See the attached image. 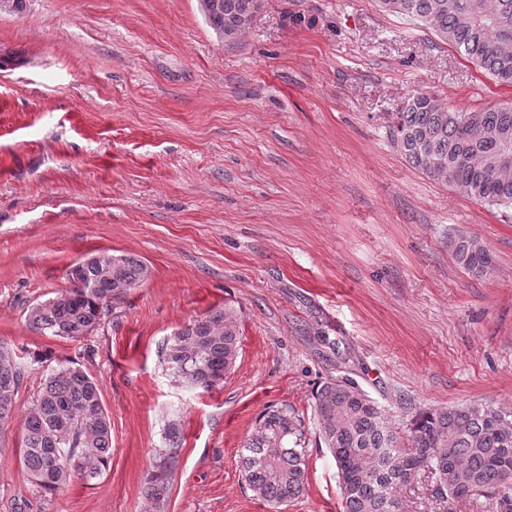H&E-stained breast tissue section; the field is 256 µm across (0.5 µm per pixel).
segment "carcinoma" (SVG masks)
I'll list each match as a JSON object with an SVG mask.
<instances>
[{"label":"carcinoma","instance_id":"cac0c4a2","mask_svg":"<svg viewBox=\"0 0 512 512\" xmlns=\"http://www.w3.org/2000/svg\"><path fill=\"white\" fill-rule=\"evenodd\" d=\"M381 11L436 34L500 85L512 86V0H378ZM255 0H214L207 24L226 42L238 38ZM406 161L427 177L501 212H512V102L486 109L450 108L417 93L396 113L390 131ZM456 263L485 277L495 259L481 240L449 239ZM147 266L128 255L100 253L70 270L72 287L31 306L28 327L80 340L99 326L112 299L146 279ZM341 375L314 397L318 437L336 462L344 512H402L391 489L423 473L434 475L441 497L484 498L486 512H512V407L469 403L416 413L400 436L377 403L351 377L349 353L330 337ZM236 319L226 308L192 319L162 349L167 370L191 388L210 389L239 355ZM26 373L8 344L0 342V433L13 421L15 399ZM307 436L290 410L267 411L239 450L244 488L277 510L304 491ZM181 452L179 428L146 487L160 501ZM112 458L111 422L94 377L78 366L53 371L25 419L20 462L32 482L55 495L80 474L91 481Z\"/></svg>","mask_w":512,"mask_h":512}]
</instances>
